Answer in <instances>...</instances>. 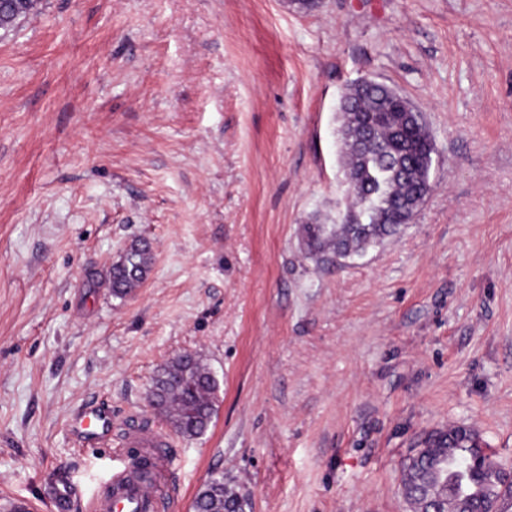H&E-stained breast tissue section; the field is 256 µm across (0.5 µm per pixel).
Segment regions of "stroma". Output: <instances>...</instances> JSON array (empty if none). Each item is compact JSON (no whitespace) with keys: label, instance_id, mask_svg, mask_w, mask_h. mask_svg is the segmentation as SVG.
<instances>
[{"label":"stroma","instance_id":"1","mask_svg":"<svg viewBox=\"0 0 512 512\" xmlns=\"http://www.w3.org/2000/svg\"><path fill=\"white\" fill-rule=\"evenodd\" d=\"M365 81L421 113L431 190L321 264L300 229L347 208ZM185 352L220 382L197 439L147 399ZM92 400L170 436V512L214 472L246 512H410L402 466L451 424L512 471V0H39L0 29V512L108 479L69 429ZM152 265L151 246L147 241L132 242L112 264V293L127 296L146 279Z\"/></svg>","mask_w":512,"mask_h":512}]
</instances>
